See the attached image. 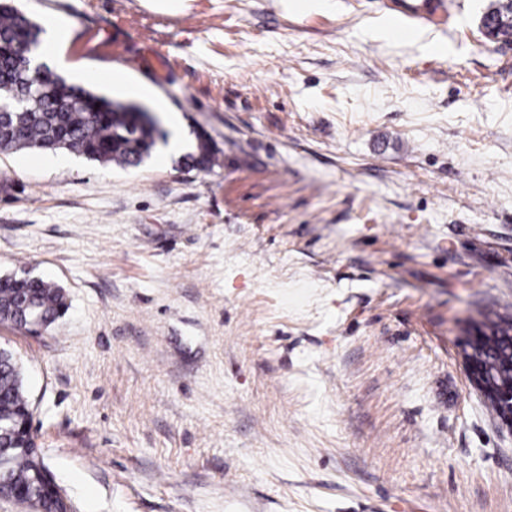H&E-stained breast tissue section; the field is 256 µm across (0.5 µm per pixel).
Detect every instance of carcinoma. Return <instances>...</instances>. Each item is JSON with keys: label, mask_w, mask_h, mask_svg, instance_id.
<instances>
[{"label": "carcinoma", "mask_w": 512, "mask_h": 512, "mask_svg": "<svg viewBox=\"0 0 512 512\" xmlns=\"http://www.w3.org/2000/svg\"><path fill=\"white\" fill-rule=\"evenodd\" d=\"M482 26L495 38L512 40V0L489 9ZM42 27L0 0V154L22 149L66 150L101 164L139 166L166 133L139 104L109 99L72 85L36 63ZM61 100L72 104L61 112ZM185 165L209 170L218 165L204 138L183 156ZM63 289L54 282L18 275L0 276V323L29 333L53 324L65 311ZM477 368L493 394L490 413L503 415L499 395L512 391V316L476 324L467 331ZM32 404L13 354L0 349V491L22 492L31 512H64L49 490L55 479L44 461L31 454L20 427L32 418Z\"/></svg>", "instance_id": "carcinoma-1"}]
</instances>
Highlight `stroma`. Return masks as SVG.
<instances>
[{
    "mask_svg": "<svg viewBox=\"0 0 512 512\" xmlns=\"http://www.w3.org/2000/svg\"><path fill=\"white\" fill-rule=\"evenodd\" d=\"M392 2L15 0L219 161L0 154V275L68 304L0 348L76 512H512L462 352L512 314V42ZM183 159L188 167L202 170H209L218 165L216 154L211 150L208 141L203 137H199L195 151L184 155Z\"/></svg>",
    "mask_w": 512,
    "mask_h": 512,
    "instance_id": "stroma-1",
    "label": "stroma"
}]
</instances>
